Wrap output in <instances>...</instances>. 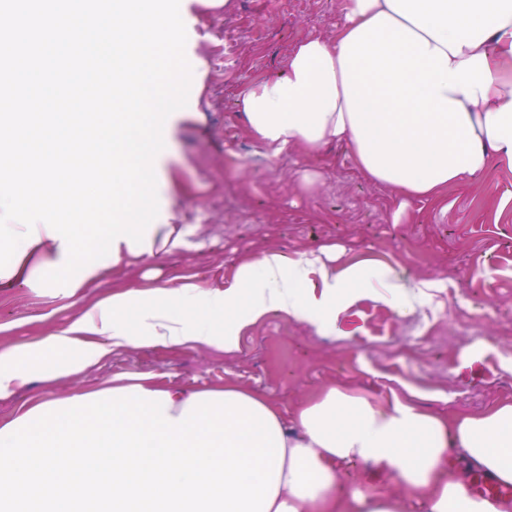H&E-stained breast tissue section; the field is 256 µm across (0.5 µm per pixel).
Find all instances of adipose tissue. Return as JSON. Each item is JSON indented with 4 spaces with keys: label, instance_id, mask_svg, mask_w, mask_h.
<instances>
[{
    "label": "adipose tissue",
    "instance_id": "ef3b65f1",
    "mask_svg": "<svg viewBox=\"0 0 512 512\" xmlns=\"http://www.w3.org/2000/svg\"><path fill=\"white\" fill-rule=\"evenodd\" d=\"M341 14L334 36L297 42L282 75L246 86V125L269 157L293 148L315 159L347 145L365 178L396 193V221L411 200L478 180L490 165L512 170V0H341ZM164 214L149 248L118 241L116 260L79 281L67 326L0 345V400L119 348L230 351L271 313L331 330L356 293L378 291L402 311L437 289L337 266L327 246L296 259L246 256L225 286L167 281L93 295L118 266L186 247L187 225L172 207ZM62 261L60 240L41 235L0 290ZM354 462L365 473L350 482L343 467ZM471 471L512 485V403L446 418L330 386L286 414L234 384L186 392L118 376L0 421V503L25 506L33 487L49 486L37 512H512L472 496ZM379 475L397 492L383 491Z\"/></svg>",
    "mask_w": 512,
    "mask_h": 512
}]
</instances>
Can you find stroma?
I'll use <instances>...</instances> for the list:
<instances>
[{
  "label": "stroma",
  "instance_id": "obj_1",
  "mask_svg": "<svg viewBox=\"0 0 512 512\" xmlns=\"http://www.w3.org/2000/svg\"><path fill=\"white\" fill-rule=\"evenodd\" d=\"M186 58L198 76L175 122L167 191L180 223L190 227L182 251L114 271L103 290L144 288L148 269L160 280L183 277L210 288L231 281L244 254L277 251L295 258L336 245L341 261L391 267L401 278L439 280L432 305L401 316L374 296L356 299L324 334L273 313L246 328L236 351L129 348L109 363L53 383L34 379L0 418L46 395L102 387L116 375H153L187 391L227 383L268 396L283 411L329 386L381 401L399 397L438 415L512 403V174L490 169L439 200L411 201L393 223L395 195L364 178L346 145L326 148L315 193L298 186L309 158L291 150L270 161L246 127L240 96L249 83L285 70L291 47L334 33L339 0H180ZM495 275L469 285L475 268ZM69 300L26 288L0 292V323L24 341L61 328Z\"/></svg>",
  "mask_w": 512,
  "mask_h": 512
}]
</instances>
